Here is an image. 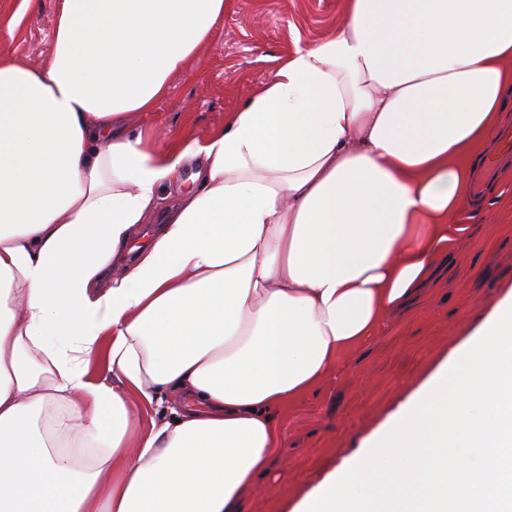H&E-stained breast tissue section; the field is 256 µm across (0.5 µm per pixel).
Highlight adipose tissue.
<instances>
[{"instance_id":"1","label":"adipose tissue","mask_w":512,"mask_h":512,"mask_svg":"<svg viewBox=\"0 0 512 512\" xmlns=\"http://www.w3.org/2000/svg\"><path fill=\"white\" fill-rule=\"evenodd\" d=\"M224 0H60L0 54V512H240L276 411L414 301L512 105V0H346L224 127L132 130ZM198 159L197 190L159 189ZM138 224L160 225L125 272ZM108 353L112 381L89 363ZM191 398L137 427L130 395ZM58 15V0H40L39 7L28 13L11 38L0 34V54L9 51L30 67H39L54 49V31Z\"/></svg>"}]
</instances>
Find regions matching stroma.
Masks as SVG:
<instances>
[{"instance_id":"1","label":"stroma","mask_w":512,"mask_h":512,"mask_svg":"<svg viewBox=\"0 0 512 512\" xmlns=\"http://www.w3.org/2000/svg\"><path fill=\"white\" fill-rule=\"evenodd\" d=\"M344 11L345 0H226L211 36L171 76L154 111L132 117V127L161 145L186 132L207 136L274 78L279 58L322 40ZM57 15L58 0H39L15 35L0 34V52L42 65L54 49ZM461 222L465 239L411 308L349 354L339 375L280 408L284 444L269 473L245 491L241 512H293L440 367L456 361L512 291V170Z\"/></svg>"}]
</instances>
